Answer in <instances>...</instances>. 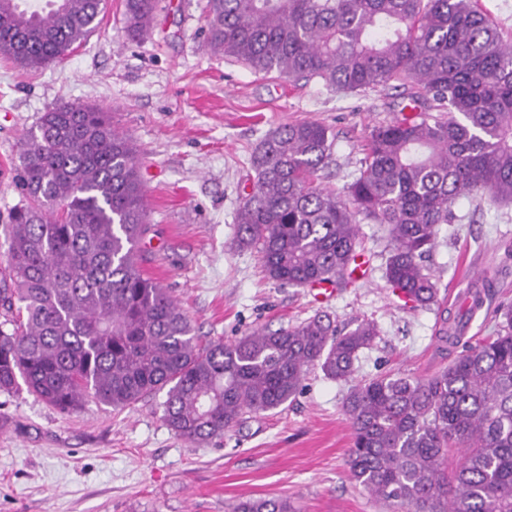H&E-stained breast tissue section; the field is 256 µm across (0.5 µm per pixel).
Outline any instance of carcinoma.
I'll return each instance as SVG.
<instances>
[{"instance_id": "carcinoma-1", "label": "carcinoma", "mask_w": 512, "mask_h": 512, "mask_svg": "<svg viewBox=\"0 0 512 512\" xmlns=\"http://www.w3.org/2000/svg\"><path fill=\"white\" fill-rule=\"evenodd\" d=\"M0 52L22 67L61 61L98 26L103 0H10ZM157 0H124L126 36L149 31ZM207 45L255 74L318 79L358 91L393 80L411 110L373 127L346 197L315 184L330 158L328 128L271 131L251 157L252 191L238 241L266 277L347 285L362 253L360 224L389 233L383 277L421 307L438 302L423 264L461 198L512 204V44L477 0H208ZM20 200L0 261V392L25 385L67 414L89 401L123 409L166 391L163 419L193 442L222 437L245 415L288 405L311 366L352 378L378 336L317 314L230 343H202L176 300L143 270L150 232L136 146L103 109L63 104L27 136ZM491 336L464 339L463 315L441 318L438 342L462 351L436 375L356 382L343 405L352 481L387 512H512V307ZM450 448L462 455L448 472ZM234 512H292L249 498Z\"/></svg>"}]
</instances>
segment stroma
<instances>
[{"instance_id":"1","label":"stroma","mask_w":512,"mask_h":512,"mask_svg":"<svg viewBox=\"0 0 512 512\" xmlns=\"http://www.w3.org/2000/svg\"><path fill=\"white\" fill-rule=\"evenodd\" d=\"M207 2L160 0L151 34L132 41L123 0H104L97 28L62 62L22 69L0 53V167L17 162L24 136L49 109L102 106L139 149L152 225L144 268L201 341L325 313L341 331L363 320L379 329L359 354L357 378L434 375L455 356L436 344L441 310L413 306L387 285L378 225L362 227L367 277L327 300L267 279L256 252L236 238V212L254 183L251 155L267 133L304 120L326 126L334 146L316 181L339 192L367 133L399 117L405 89L336 92L318 80L255 74L207 47ZM453 211L425 264L439 272V297L452 314L477 279L492 283L466 324L467 337L480 339L494 333L495 310L512 304V205L463 198ZM350 387L311 367L287 408L204 444L167 427L161 392L121 410L89 402L69 414L24 390L0 392V512H231L260 497L288 499L299 512H385L349 477Z\"/></svg>"}]
</instances>
